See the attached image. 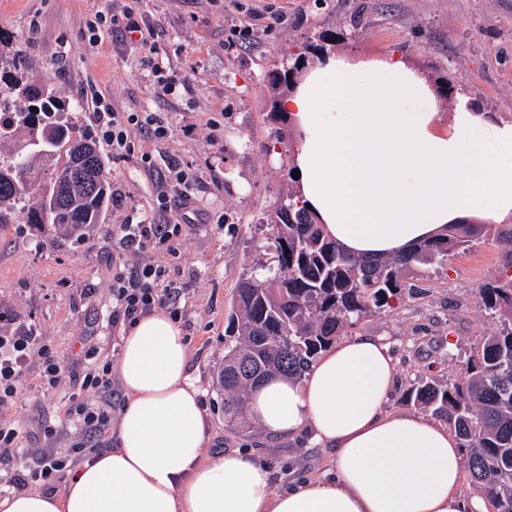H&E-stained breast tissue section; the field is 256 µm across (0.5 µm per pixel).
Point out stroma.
I'll list each match as a JSON object with an SVG mask.
<instances>
[{"mask_svg": "<svg viewBox=\"0 0 512 512\" xmlns=\"http://www.w3.org/2000/svg\"><path fill=\"white\" fill-rule=\"evenodd\" d=\"M134 7L137 20L163 29L160 40L169 76L189 80L159 96L143 64L139 33L105 32L99 47L88 44L86 25L95 13L122 15ZM250 28L240 46L234 31ZM335 36L328 52L356 57L396 54L440 87V110L454 109L462 90L483 111L512 123V0H0V55L25 57L29 79L53 89L65 105L79 103L68 118L77 136L98 130L85 92L95 86L119 111L161 112L171 136L157 143L136 135L138 153L113 155L102 147L113 185L128 203L153 214L157 179L145 173L139 154L156 166L177 160L201 176L195 208L201 223L186 228L176 253L154 252L169 278L183 286L181 325L189 367L203 392L209 422L206 449L218 455L245 450L266 465L277 488L294 479L320 478L332 452L297 439L265 435L253 422L224 421L216 375L224 364L225 330L239 275L270 262L267 229L277 205L297 189L291 160L299 140L289 123L274 121L269 82L289 54L320 34ZM450 92H443V84ZM224 215L217 226L213 216ZM122 215L107 207L100 229L74 237L48 235L29 224L0 226V332L35 329L64 370L55 390L38 387L36 360H28L18 403L0 418L35 435L50 420L58 429L53 447L73 443L68 427L71 379L89 364L115 362L121 330L112 328V244ZM502 249L476 243L451 257L444 270H420L413 298L384 308L344 336H382L397 359L388 408L414 412L404 399L416 375L455 378L460 364L498 327L475 297L496 276ZM94 358H87V350Z\"/></svg>", "mask_w": 512, "mask_h": 512, "instance_id": "obj_1", "label": "stroma"}]
</instances>
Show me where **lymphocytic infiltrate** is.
I'll list each match as a JSON object with an SVG mask.
<instances>
[{"mask_svg": "<svg viewBox=\"0 0 512 512\" xmlns=\"http://www.w3.org/2000/svg\"><path fill=\"white\" fill-rule=\"evenodd\" d=\"M96 121L103 141L111 146L117 156L135 151L133 131L147 133L158 143L169 138V123L157 112H121L112 105L96 98ZM196 174L179 163L169 162L167 173L159 183L156 196V219L141 216L137 209L125 208L123 219L112 231L121 250L136 254L137 262L112 266V322H133L140 314L155 308H165L178 314L181 289L167 284L165 267L152 259L157 250L176 252L185 232L184 224L173 221L172 208L189 210L193 202L191 187L197 183ZM37 355L41 364L40 386L56 388L63 369L51 355L40 336L33 331L0 334V410L14 406L20 399V379L23 366L30 355ZM112 381L105 372L90 367L78 379L71 394L72 405L69 421L82 439H99L107 426L108 411L97 405L100 394H112ZM0 464L12 470L10 483L15 488L37 485L45 490L54 489L69 469L68 454L54 448L23 447L21 431L10 423H0Z\"/></svg>", "mask_w": 512, "mask_h": 512, "instance_id": "f902f5d3", "label": "lymphocytic infiltrate"}]
</instances>
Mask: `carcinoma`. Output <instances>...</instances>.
<instances>
[{
  "label": "carcinoma",
  "instance_id": "cac0c4a2",
  "mask_svg": "<svg viewBox=\"0 0 512 512\" xmlns=\"http://www.w3.org/2000/svg\"><path fill=\"white\" fill-rule=\"evenodd\" d=\"M322 49L307 43L284 73L273 75L277 95ZM9 67L13 75L0 86V224L67 236L95 229L109 202L110 175L94 138L71 139L68 108L49 86L25 80L21 56ZM65 143L67 159L41 183V168ZM268 228L273 260L243 273L233 293L217 375L229 425L246 416L257 382L302 378L345 327L412 295L417 285L407 278L415 269L443 265L480 239L512 242L511 224H450L403 254L356 256L324 234L295 193L276 208ZM476 295L500 327L455 379L415 377L407 401L454 430L486 512H512V249Z\"/></svg>",
  "mask_w": 512,
  "mask_h": 512
}]
</instances>
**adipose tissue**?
Returning a JSON list of instances; mask_svg holds the SVG:
<instances>
[{
	"label": "adipose tissue",
	"instance_id": "obj_1",
	"mask_svg": "<svg viewBox=\"0 0 512 512\" xmlns=\"http://www.w3.org/2000/svg\"><path fill=\"white\" fill-rule=\"evenodd\" d=\"M279 109L299 134L304 204L350 253L389 255L465 220H512V123L455 94L450 120L419 72L393 56L322 55ZM116 445L61 489L13 492L0 512H482L460 493L456 435L389 411L396 365L383 337L351 336L300 380L270 379L250 414L266 434L309 432L335 474L273 487L248 454L206 453L207 420L177 321L160 310L123 329Z\"/></svg>",
	"mask_w": 512,
	"mask_h": 512
}]
</instances>
